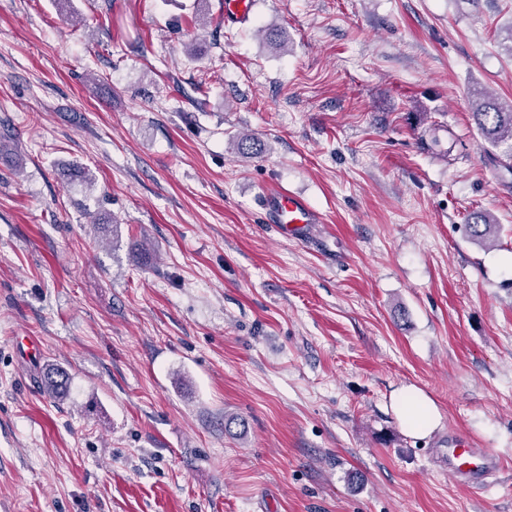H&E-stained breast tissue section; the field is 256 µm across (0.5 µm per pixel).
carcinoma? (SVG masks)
Wrapping results in <instances>:
<instances>
[{
  "instance_id": "1",
  "label": "carcinoma",
  "mask_w": 512,
  "mask_h": 512,
  "mask_svg": "<svg viewBox=\"0 0 512 512\" xmlns=\"http://www.w3.org/2000/svg\"><path fill=\"white\" fill-rule=\"evenodd\" d=\"M472 117L484 140L499 151L496 159L512 169V102L502 103L486 92H476L471 100ZM237 152L251 158L262 153L261 141L252 136L235 139ZM494 224L488 215L474 212L467 224L469 237L475 240H488ZM44 387L55 399L66 398L71 389V379L66 370L51 366L44 375Z\"/></svg>"
}]
</instances>
